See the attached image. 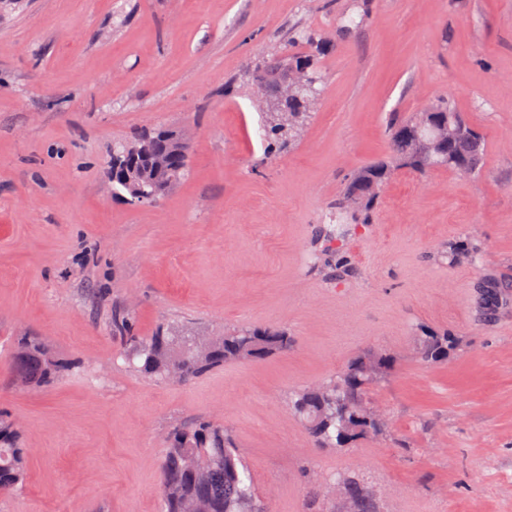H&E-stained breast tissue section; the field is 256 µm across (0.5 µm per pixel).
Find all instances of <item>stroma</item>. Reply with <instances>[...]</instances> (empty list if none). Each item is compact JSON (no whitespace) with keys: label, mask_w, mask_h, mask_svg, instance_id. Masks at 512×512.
Here are the masks:
<instances>
[{"label":"stroma","mask_w":512,"mask_h":512,"mask_svg":"<svg viewBox=\"0 0 512 512\" xmlns=\"http://www.w3.org/2000/svg\"><path fill=\"white\" fill-rule=\"evenodd\" d=\"M301 32L325 42L323 89L272 146L246 82ZM442 96L486 139L481 175L401 170L371 213L342 209L387 122ZM157 126L189 138L187 175L156 204L113 196V145ZM489 288L505 302L488 316ZM116 304L142 336L262 324L296 344L158 383L119 358ZM429 331L457 339L434 365L413 351ZM22 336L69 369L23 386ZM369 350L394 360L369 390L385 430L314 447L290 393ZM0 413L29 453L0 512H160L165 438L191 418L224 424L273 512H302L306 464L365 472L384 512H512V0L0 8Z\"/></svg>","instance_id":"obj_1"}]
</instances>
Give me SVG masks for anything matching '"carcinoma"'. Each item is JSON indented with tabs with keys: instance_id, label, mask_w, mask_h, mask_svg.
I'll use <instances>...</instances> for the list:
<instances>
[{
	"instance_id": "1",
	"label": "carcinoma",
	"mask_w": 512,
	"mask_h": 512,
	"mask_svg": "<svg viewBox=\"0 0 512 512\" xmlns=\"http://www.w3.org/2000/svg\"><path fill=\"white\" fill-rule=\"evenodd\" d=\"M251 85L265 97L280 92L288 116L296 119L309 111L320 94L321 74L310 56L297 51L288 56V67L258 69L250 76ZM440 115L448 120L453 136L448 139V159L431 162L420 142L407 135L420 126L424 118ZM172 133L189 147L187 138L172 128H161L130 144H120L112 152L113 193L140 202L142 194L157 185L165 196L187 173L188 165L160 153L163 136ZM388 160L358 170L344 189V198L352 205L370 208L377 203L381 187L398 170L408 169L423 174L444 168L463 174L458 163L471 164L470 174L483 170L485 139L474 129L463 113L447 101L437 99L420 112L394 118L388 127ZM112 333L123 340L127 366L135 372L166 381L175 369L180 383L187 384L226 362L265 358L286 353L294 340L288 332L270 326L245 328L212 337L206 353L186 348L178 337L186 335L183 326L172 324L150 336L135 332L131 313L124 307L112 308ZM454 338L446 334L424 337L418 347L422 362L434 363L448 354ZM16 372L29 387L50 383L66 367L37 336L18 343L15 353ZM393 359L387 355L359 356L350 361L324 387H306L289 398V407L300 420L315 446L341 448L342 424L350 422L354 439L378 435L381 424L371 423L361 429L356 417L370 405L367 387L358 383L362 373L379 375L391 370ZM162 480L158 493L161 512H189L188 505L202 501L209 512H269L265 499L255 491L247 466L224 426L211 422L186 420L174 427L166 439L161 461ZM306 495L303 512H336L327 506L322 482L313 467L303 469ZM346 495V512H382L376 489L356 471L337 475ZM28 480L27 450L19 446V428L8 418L0 417V496L22 488Z\"/></svg>"
}]
</instances>
